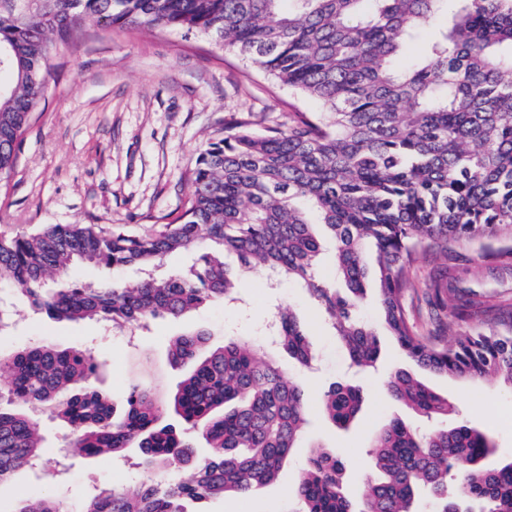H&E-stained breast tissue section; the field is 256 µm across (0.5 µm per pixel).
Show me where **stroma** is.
I'll return each instance as SVG.
<instances>
[{
    "label": "stroma",
    "mask_w": 512,
    "mask_h": 512,
    "mask_svg": "<svg viewBox=\"0 0 512 512\" xmlns=\"http://www.w3.org/2000/svg\"><path fill=\"white\" fill-rule=\"evenodd\" d=\"M45 97L26 133L8 192L0 196V236L36 231L44 224H110L141 234L179 213L190 192L185 169L224 122L251 113L255 122L281 113L319 111L320 106L275 84L240 55L215 47L194 33H151L131 27L85 23L73 39L51 45ZM512 240L461 242L458 263L469 267L488 302H512V271L495 269L492 251ZM225 261L238 276L233 299L208 303L183 318H160L149 329L107 328L89 322H57L33 314L15 299L12 326L0 334V350L49 341L62 348L91 351L105 367L95 384L123 408L133 385L176 388L182 377L167 358L172 336L188 329L209 334L211 347L235 338L267 350L288 381L310 400L335 382L356 385L363 395L360 415L341 430L312 414L304 444L336 451L345 463L344 491L360 501L370 468L368 446L375 432L400 419L421 430L428 421L395 401L388 381L396 371L416 374L447 395L461 418L492 435L495 459L512 457V387L483 378L466 381L418 366L382 332L374 293L359 306L360 317L379 329L378 368L358 373L324 321L307 289L283 281L268 287L264 273L242 269L235 255ZM292 307L316 352L312 367L296 364L271 345L269 329L279 308ZM137 449L109 458L69 456L53 474L19 469L0 481V512L17 499L47 493L65 512H76L99 487L133 489L165 480L164 472L138 465ZM306 458L298 453L282 465L276 482L241 497L229 494L204 503L205 512H295L288 489Z\"/></svg>",
    "instance_id": "obj_1"
}]
</instances>
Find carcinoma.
<instances>
[{
  "label": "carcinoma",
  "instance_id": "1",
  "mask_svg": "<svg viewBox=\"0 0 512 512\" xmlns=\"http://www.w3.org/2000/svg\"><path fill=\"white\" fill-rule=\"evenodd\" d=\"M87 21L203 35L322 111L291 112L262 129L245 118L225 124L185 172L184 210L143 234L45 224L0 238V287L51 319L139 327L230 297L236 283L224 253L234 252L248 268L307 288L361 371L378 359L377 334L358 315L370 279L386 331L410 358L434 372L498 375L512 386V303L482 301L468 269L433 266L427 301L446 318L432 335L418 334L405 304L421 258L448 259L462 241L512 239V0H0V186L14 174L44 98L50 36L68 38ZM423 35L418 55L397 65ZM317 224L335 244L328 277ZM200 248V263L188 270L155 274L169 255ZM85 262L136 267L145 278L133 288L82 284L72 272ZM481 320L499 328L470 326ZM276 325L288 355L311 364V343L292 313H280ZM207 341L199 330L175 336L168 358L184 374L172 398L136 385L119 415L94 385L102 363L86 352L42 343L0 354L10 371L0 481L48 455L39 423L19 410L30 404L68 430L73 454L137 448L144 467L177 473L132 491L103 487L79 512H188L190 502L273 481L300 448L310 403L261 349ZM388 390L442 426L421 432L395 419L381 428L369 450L377 474L357 507L343 490L341 458L307 447L289 490L297 512H418L421 489L432 512H512V459L485 463L495 448L488 433L407 371L394 373ZM362 405L359 389L333 383L317 410L345 429ZM184 430L205 442L207 456L198 457ZM12 512L63 510L36 494Z\"/></svg>",
  "mask_w": 512,
  "mask_h": 512
}]
</instances>
